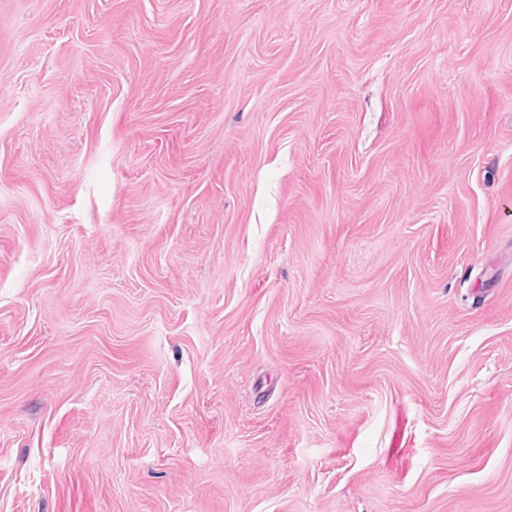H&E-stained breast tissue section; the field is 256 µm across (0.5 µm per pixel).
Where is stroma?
<instances>
[{"mask_svg": "<svg viewBox=\"0 0 512 512\" xmlns=\"http://www.w3.org/2000/svg\"><path fill=\"white\" fill-rule=\"evenodd\" d=\"M0 512H512V0H0Z\"/></svg>", "mask_w": 512, "mask_h": 512, "instance_id": "35a3bbf8", "label": "stroma"}]
</instances>
